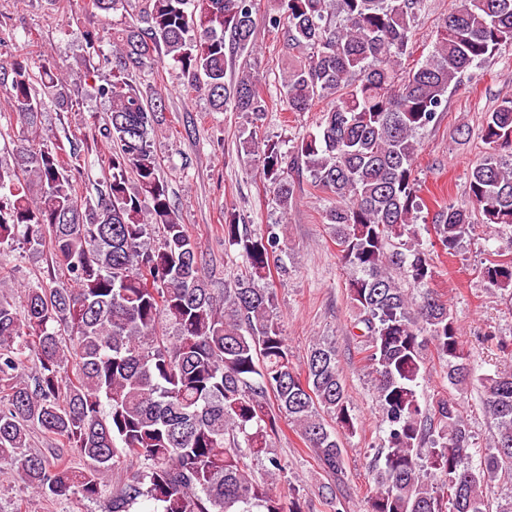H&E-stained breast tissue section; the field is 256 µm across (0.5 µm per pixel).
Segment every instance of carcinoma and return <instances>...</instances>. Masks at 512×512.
<instances>
[{"label":"carcinoma","instance_id":"1","mask_svg":"<svg viewBox=\"0 0 512 512\" xmlns=\"http://www.w3.org/2000/svg\"><path fill=\"white\" fill-rule=\"evenodd\" d=\"M128 2L90 0L101 16ZM147 2L112 29V76L97 88L109 103L98 133L110 161L93 197L79 193L70 171L78 145L40 127L47 107H73L62 67L25 54L0 59V95L23 134L0 154V247L21 239L51 260L45 279L20 289L19 306L0 281V476H17L47 500H96L104 512L142 503L147 512H304L296 490L274 486L284 466L267 448L286 419L331 478L318 497L336 498L341 435L355 432L336 344L314 343L297 367L273 314L274 289L255 285L283 267L277 224L255 233L224 214V238L246 270L212 287L152 149L166 95L130 79L166 58L212 111L242 112L259 127L273 105L250 71L257 3ZM421 4L270 0L267 22L294 57L282 72L285 111L326 108L316 131L286 151L251 135L241 148L283 213L305 172L326 194L322 218L349 270L353 327L385 426L366 512H512V370L481 381L495 430L479 453L456 399L421 404L428 352L457 391L470 384L471 365L448 304L428 289L434 266L414 223L426 207L415 135L437 122L464 71L512 46V0H458L424 62L407 72L401 60L412 53ZM238 54L241 76L231 81ZM481 139L485 155L468 170L471 207L440 208L432 227L450 255L473 209L507 236L508 252L482 274L512 297V163L503 162L512 154V99L486 114ZM34 428L55 448L25 452ZM263 455L268 478L260 480L248 460ZM134 465L110 484L114 471Z\"/></svg>","mask_w":512,"mask_h":512}]
</instances>
